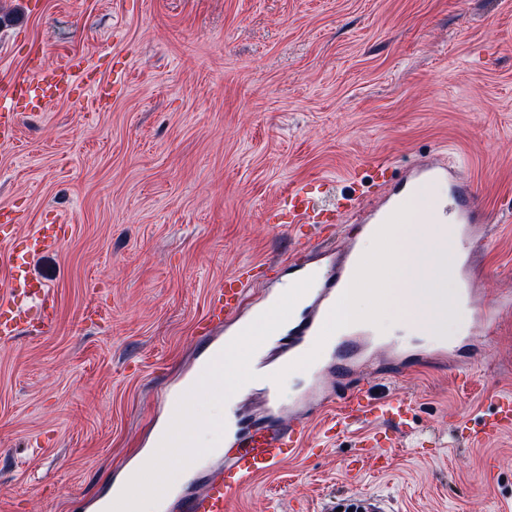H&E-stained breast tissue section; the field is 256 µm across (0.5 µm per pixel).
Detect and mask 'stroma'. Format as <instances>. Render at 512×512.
Listing matches in <instances>:
<instances>
[{
	"instance_id": "obj_1",
	"label": "stroma",
	"mask_w": 512,
	"mask_h": 512,
	"mask_svg": "<svg viewBox=\"0 0 512 512\" xmlns=\"http://www.w3.org/2000/svg\"><path fill=\"white\" fill-rule=\"evenodd\" d=\"M0 0V87L28 57H89L86 82L125 85L103 112L22 110L0 144V210L24 235L65 224L31 262L51 328L0 341V512H85L164 420L170 384L199 359L210 295L248 270L288 280L323 232L266 221L301 185L377 183L371 159L456 164L483 234L463 242L481 300L512 295V0ZM456 366L372 367L373 401L413 407V435L381 470L347 463L379 430L319 433L234 497L230 512H512V427L471 431L512 398V310L493 331L459 313Z\"/></svg>"
}]
</instances>
